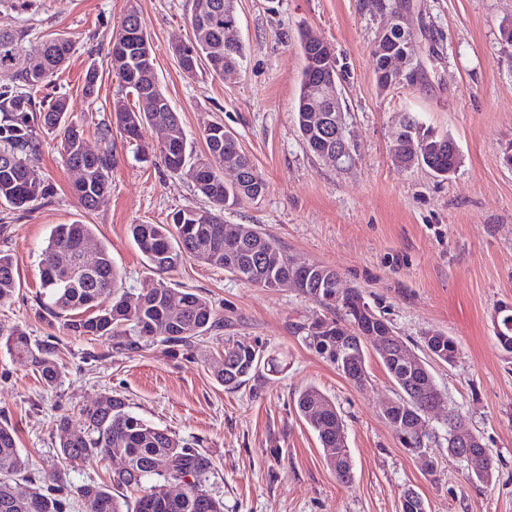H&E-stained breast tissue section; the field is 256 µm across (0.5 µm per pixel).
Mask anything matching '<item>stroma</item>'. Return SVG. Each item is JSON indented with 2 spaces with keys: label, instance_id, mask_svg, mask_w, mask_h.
Wrapping results in <instances>:
<instances>
[{
  "label": "stroma",
  "instance_id": "stroma-1",
  "mask_svg": "<svg viewBox=\"0 0 512 512\" xmlns=\"http://www.w3.org/2000/svg\"><path fill=\"white\" fill-rule=\"evenodd\" d=\"M403 20L410 55L421 67L411 87L380 91L373 43L386 18L367 0H235L245 58L237 80L207 70L182 73L172 46L187 40L189 0H14L0 16L31 42L53 33L72 52L44 89L66 100L89 149L116 100H137L112 74V34L137 8L153 48L158 85L196 151L206 127L222 123L254 161L265 194L225 211L228 224L260 229L295 261L336 270L345 288L363 291L377 313L414 352L421 336L439 330L458 344L454 363H431L445 396L432 416L442 427L458 410L492 462L490 483L470 482L471 463L434 447L430 458L401 448L382 414L396 388L375 353L370 383L358 389L305 348L293 323L322 314L294 288L269 290L186 259L166 280L174 292L207 298L223 328L190 348L156 342L129 348L115 340L70 335L41 308L42 252L55 225L93 227L92 246H106L124 290L144 293L157 277L134 244L133 224H166L174 211L205 206L186 174L169 173L155 156L163 132L149 127L141 141L112 135V188L94 210L74 194V173L54 134L39 135L35 158L47 199L31 210L0 207V250L18 259L19 287L0 302V328L18 327L58 344L63 362L56 387H46L23 361L0 349V421L14 427L32 473L61 468L78 486L107 481L119 460L62 462L56 422L105 394L124 396L147 423L165 428L208 456V488L224 512H400L415 489L427 512H512V353L495 337L492 317L512 303V49L500 27L512 20V0H412ZM333 48L346 121L356 144L354 163L339 167L310 152L296 127L304 57L300 26ZM96 93L85 96L88 69ZM452 137L461 163L449 179L426 167H403L392 148L401 114ZM241 339L276 359L279 370L237 390H225L211 360L225 340ZM313 386L332 400L346 425L353 474L339 481L313 430L296 413L300 390Z\"/></svg>",
  "mask_w": 512,
  "mask_h": 512
}]
</instances>
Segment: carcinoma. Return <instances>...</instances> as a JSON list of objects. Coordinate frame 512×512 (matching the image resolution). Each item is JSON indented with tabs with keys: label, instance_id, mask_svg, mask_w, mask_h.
<instances>
[{
	"label": "carcinoma",
	"instance_id": "1",
	"mask_svg": "<svg viewBox=\"0 0 512 512\" xmlns=\"http://www.w3.org/2000/svg\"><path fill=\"white\" fill-rule=\"evenodd\" d=\"M372 10L387 17L386 28L376 40L374 55L375 80L380 90L401 87L386 72L389 53L410 43V33L401 24L402 13L409 7L407 0H369ZM202 10L209 23L195 22ZM238 21L234 0H192L189 22L200 50L199 64L224 76L241 70L245 55L242 41L224 42V26ZM299 45L305 59L301 74L296 124L307 149L317 155L332 148L336 141L310 123V106L320 98L331 77L338 76L337 61L329 44L309 28L300 30ZM72 42L62 35L52 36L32 44L24 32L0 24V70L11 67L13 58L24 54L30 67L17 74L25 92L0 91V206L24 211L32 203L48 197L51 190L45 184L33 162L39 151L37 130H60L61 147L66 163L74 166L85 161L82 152L83 128L65 121L66 102L36 104L34 94L51 82L67 61ZM112 72L133 90L138 109L129 110L117 104L112 121L99 128L101 147L94 161L87 164L83 184L74 188L86 209H94L112 188V129L137 141L144 126L170 125L178 136L167 148L157 149L166 169L180 173L183 166H196L194 181L199 194L209 202L207 208H182L172 213L168 224H132L131 236L149 269L159 276L157 287L146 293L120 291L119 273L108 249L100 245L93 268L79 276L76 285L68 288L66 280L77 268L79 243L92 237L89 224H58L54 227L43 253L42 288L49 303L46 313L64 321L74 336H94L121 339L127 328L138 340L159 341L168 346L190 347L201 336L223 326L210 302L192 292L181 294L182 309L177 318L167 310V296L172 293L165 275L174 271L186 258H194L211 267L223 269L243 282L259 288H284L288 278L297 280L300 292L331 315L325 314L292 324L293 334L336 371L362 390L369 383V374L353 373L356 364L365 365V346L358 343L346 348L338 344L342 336H358L379 331L382 323L359 322L356 301L338 305L326 301V295L336 292L335 269L317 265L315 274L295 269L291 258L262 232L247 227L241 234L235 255L226 252L224 210L255 200L266 191V182L253 160L238 146L234 135L220 123L212 124L204 134L207 151L195 154L188 145L174 110L154 111L158 100H167L157 87L153 67L140 68L139 54L129 52L121 59L116 46L109 52ZM398 136L401 152L394 154L398 164L409 167L424 165L443 179L456 171L460 157L453 140L439 137L411 114L399 119ZM436 143L439 148L425 150L421 144ZM240 170L241 178L224 181V165ZM18 258L0 252V301L10 298L17 287L15 271ZM323 322L326 329L320 339H310V327ZM0 343L8 353L26 361L43 383L53 388L61 376L58 348L47 341L31 340L27 333L14 328L8 335L0 332ZM422 347L431 351L441 362L454 361L458 348L453 338L435 331L424 333ZM379 359L397 388L398 397L389 410L383 411L393 432L410 437L411 447L430 449L437 442V432L424 415L426 402L442 395L428 367L407 372L396 358L379 355ZM277 371L274 361L263 360L260 350L245 341L226 340L224 353L213 360L212 369L227 390L237 389L259 376L261 365ZM300 417L315 431L324 450L327 463L341 481L352 477V464L342 416L336 405L315 387L301 390L296 399ZM57 428L65 432L60 442L61 453L72 463L93 459L120 458L125 467L113 471L109 482L91 481L72 490L74 498L83 502L87 512H224V501L207 490L214 464L205 454L187 446L165 429L146 423L130 410L121 395H105L79 410L78 417L64 415ZM25 481L31 485L26 496H18L14 485ZM178 482L183 491L169 495L167 485ZM63 473L53 470L39 478L32 477L29 462L17 446L15 430L0 423V512H64L65 503L59 493L64 490ZM139 493L133 506L121 500L123 492Z\"/></svg>",
	"mask_w": 512,
	"mask_h": 512
}]
</instances>
